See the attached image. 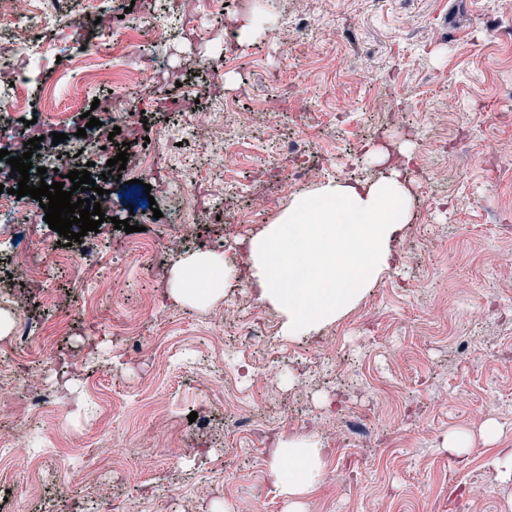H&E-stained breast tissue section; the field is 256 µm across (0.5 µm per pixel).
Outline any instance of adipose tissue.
I'll list each match as a JSON object with an SVG mask.
<instances>
[{"label":"adipose tissue","mask_w":512,"mask_h":512,"mask_svg":"<svg viewBox=\"0 0 512 512\" xmlns=\"http://www.w3.org/2000/svg\"><path fill=\"white\" fill-rule=\"evenodd\" d=\"M409 212L394 169L371 182H330L294 198L250 243L259 300L282 313L288 335H312L353 307L390 268ZM236 275L223 253H199L172 268L169 293L177 302L198 303L212 285ZM324 469V449L304 435L288 437L268 460L273 484L291 497L315 489Z\"/></svg>","instance_id":"obj_1"}]
</instances>
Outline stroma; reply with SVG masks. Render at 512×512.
Wrapping results in <instances>:
<instances>
[{"label": "stroma", "mask_w": 512, "mask_h": 512, "mask_svg": "<svg viewBox=\"0 0 512 512\" xmlns=\"http://www.w3.org/2000/svg\"><path fill=\"white\" fill-rule=\"evenodd\" d=\"M92 4L89 13L63 15L53 33L70 59L46 55L32 84L15 92L26 112L67 134L68 162L90 163L96 186L114 198V220L138 231L126 234L107 220L67 246L40 211L0 231L23 238L45 275L39 285L0 263V315L23 310L32 322L25 344L12 332L0 337V355L16 359L0 375L31 378L48 396L33 425L0 407V435L38 449L45 474L40 481L18 474L0 491V512H70L77 495L122 500L126 512H238V497L224 492L229 483L253 499L254 512H288L267 476L268 450L225 438L242 416L259 429L277 428L278 438L311 434L328 448L324 478L303 499V512H512V481L490 466L497 449L512 448V224L498 221L512 209V182L494 187L487 174L493 164L512 167V127L476 109L512 90V46L501 37L512 26V0H224L220 14L193 0ZM150 10L173 34L150 44L159 65L135 91L144 118L120 138L130 157L149 152L164 167L142 177L155 207L132 208L131 185L102 178L76 131L83 113L106 120L123 96L88 77L106 61L101 46ZM259 14L269 29L241 40L243 21ZM296 75L310 89L302 102L284 90ZM185 90L197 111L215 116L214 126L186 123L175 105ZM263 101L279 103V112L259 110ZM432 108L446 114L441 136L467 134L460 156L425 153L407 132ZM324 112L349 113L350 125H326L313 143L312 160L323 161L325 145L333 154L317 184L386 174L366 158L377 139L394 154L411 148L412 221L395 244V264L345 314L305 338L287 335L282 314L240 278L204 304L173 301L174 264L215 239L225 262L237 265V246L287 207L294 189L263 170L275 142L302 136L305 122ZM226 132L248 150L246 164L231 167L233 185L212 177L185 203L202 147ZM487 141L499 147L496 160L481 152ZM170 168L181 182L168 180ZM215 202L222 212L212 210ZM132 239L158 243L156 256L139 260L127 248ZM103 254L111 258L104 286H86L80 269ZM44 284L53 302L42 300ZM493 288L501 294L497 310L465 317L466 306L483 305ZM254 311L252 358L228 375L223 394H206V360ZM116 315L137 319L134 340L113 336ZM460 342L467 352L457 350ZM272 351L278 374L257 388L251 368ZM453 386L465 387L469 402L431 409L432 392ZM338 393L370 430L339 451L333 442L342 423L319 420ZM489 420L500 429L493 444L480 435ZM164 426L171 437L156 438ZM457 429L474 437L463 460L446 450ZM114 444L123 447V475L104 486L86 449Z\"/></svg>", "instance_id": "obj_1"}]
</instances>
